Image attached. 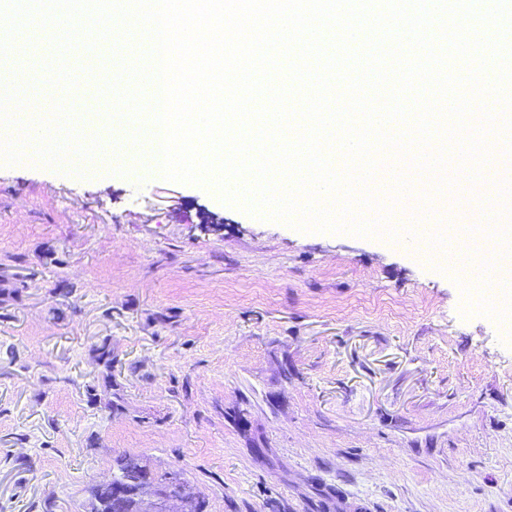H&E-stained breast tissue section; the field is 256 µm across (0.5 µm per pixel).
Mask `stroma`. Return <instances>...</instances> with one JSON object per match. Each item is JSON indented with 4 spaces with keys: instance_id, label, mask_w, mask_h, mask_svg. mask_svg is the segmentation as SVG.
<instances>
[{
    "instance_id": "stroma-1",
    "label": "stroma",
    "mask_w": 512,
    "mask_h": 512,
    "mask_svg": "<svg viewBox=\"0 0 512 512\" xmlns=\"http://www.w3.org/2000/svg\"><path fill=\"white\" fill-rule=\"evenodd\" d=\"M86 171L0 165V512H92L128 456L204 512H512V337L410 241Z\"/></svg>"
}]
</instances>
